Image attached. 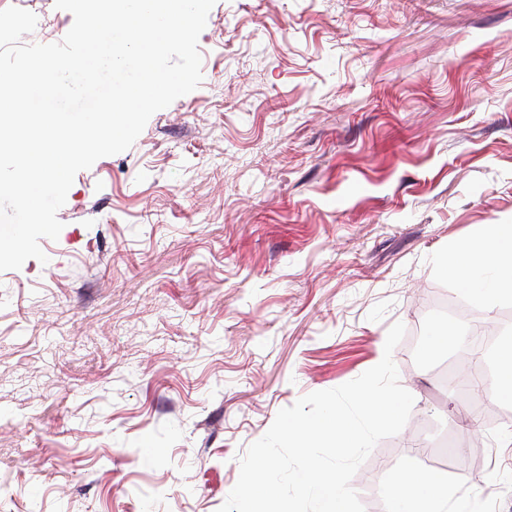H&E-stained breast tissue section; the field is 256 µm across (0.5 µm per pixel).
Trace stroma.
<instances>
[{"mask_svg": "<svg viewBox=\"0 0 512 512\" xmlns=\"http://www.w3.org/2000/svg\"><path fill=\"white\" fill-rule=\"evenodd\" d=\"M26 44L73 24L54 0ZM202 82L79 171L47 262L0 272V512H217L279 410L377 365L389 327L419 434L352 480L387 512L397 469L446 458L470 512H512V405L463 389L512 301L458 295L433 258L512 224V0H217Z\"/></svg>", "mask_w": 512, "mask_h": 512, "instance_id": "obj_1", "label": "stroma"}]
</instances>
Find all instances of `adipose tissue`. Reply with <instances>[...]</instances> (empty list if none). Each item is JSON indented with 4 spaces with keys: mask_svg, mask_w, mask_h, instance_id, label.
Here are the masks:
<instances>
[{
    "mask_svg": "<svg viewBox=\"0 0 512 512\" xmlns=\"http://www.w3.org/2000/svg\"><path fill=\"white\" fill-rule=\"evenodd\" d=\"M436 265L475 305L511 301L512 225H478L467 239L451 243ZM442 485L439 475L428 469L395 471L386 485L388 512H448Z\"/></svg>",
    "mask_w": 512,
    "mask_h": 512,
    "instance_id": "ef3b65f1",
    "label": "adipose tissue"
}]
</instances>
